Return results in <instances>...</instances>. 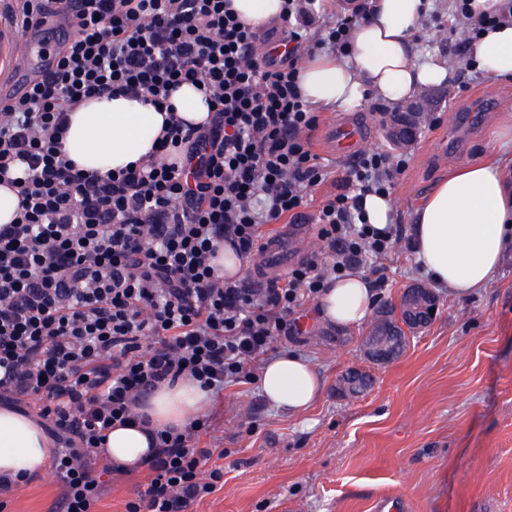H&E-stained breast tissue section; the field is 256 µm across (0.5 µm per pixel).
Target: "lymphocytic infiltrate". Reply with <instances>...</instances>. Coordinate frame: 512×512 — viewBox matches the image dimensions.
Returning a JSON list of instances; mask_svg holds the SVG:
<instances>
[{"label": "lymphocytic infiltrate", "instance_id": "f902f5d3", "mask_svg": "<svg viewBox=\"0 0 512 512\" xmlns=\"http://www.w3.org/2000/svg\"><path fill=\"white\" fill-rule=\"evenodd\" d=\"M313 6L286 0L260 27L230 0H11L0 14L21 34L48 17L73 29L25 94L0 98V181L19 196L0 224V402L37 408L57 442L61 512H94L98 450L144 395L183 379L212 394L255 380L305 303L403 240L363 218L362 199L405 170L368 150L321 202L322 245L287 279L229 277L215 263L224 246L255 254L264 225L305 222L328 178L300 63L344 51L364 10L324 25ZM185 83L212 103L202 126L170 117L148 159L103 175L65 159L70 115L87 101L159 106ZM210 427L202 416L156 432L150 478L126 512H188L223 487L214 449L198 445Z\"/></svg>", "mask_w": 512, "mask_h": 512}]
</instances>
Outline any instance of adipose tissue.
<instances>
[{
  "label": "adipose tissue",
  "instance_id": "ef3b65f1",
  "mask_svg": "<svg viewBox=\"0 0 512 512\" xmlns=\"http://www.w3.org/2000/svg\"><path fill=\"white\" fill-rule=\"evenodd\" d=\"M428 10L427 0H368L366 19L352 33L345 58L318 55L301 73L302 95L321 109L343 110L374 94L398 106L449 75L445 61L416 63L412 35ZM479 69L512 81V22L473 41ZM165 112L140 100L117 97L94 101L73 113L63 143L68 158L101 173L137 161L151 151ZM414 255L437 285L468 298L493 278L512 252V191L502 165L473 160L452 167L436 181L415 210L410 227ZM373 308L368 280L357 273L335 280L321 295L317 313L336 327H355ZM323 380L304 357L270 358L260 375L265 400L285 412H306L323 391ZM207 400L198 384L182 380L145 396L140 410L153 427H183ZM50 440L33 416L0 407V476L38 479L50 457ZM150 437L144 429L117 426L109 431L106 463L141 468Z\"/></svg>",
  "mask_w": 512,
  "mask_h": 512
}]
</instances>
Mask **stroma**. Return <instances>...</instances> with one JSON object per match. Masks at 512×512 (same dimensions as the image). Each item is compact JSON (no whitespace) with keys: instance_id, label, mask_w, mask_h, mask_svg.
I'll return each instance as SVG.
<instances>
[{"instance_id":"obj_1","label":"stroma","mask_w":512,"mask_h":512,"mask_svg":"<svg viewBox=\"0 0 512 512\" xmlns=\"http://www.w3.org/2000/svg\"><path fill=\"white\" fill-rule=\"evenodd\" d=\"M449 0H432L422 23L419 60L448 53ZM455 77L429 88L436 115L415 142L400 149L383 137L387 113L368 98L350 111L324 112L313 136L314 153L333 177L345 176L353 157L331 149L332 125L363 128L359 149H378L406 161L391 197L396 223L409 226L430 186L460 163L495 159L512 168V142L497 140L493 120L512 110V82L455 65ZM384 277L377 302L396 305L402 293L427 278L411 251L380 260ZM432 323L410 336L405 352L376 366L363 355L368 327L339 329L316 315V303L299 314V333L279 341L275 353L309 359L325 379L312 408L290 415L269 404L258 384H234L211 398L212 420L204 448L224 451V487L191 512H379L397 496L405 512H512V254L488 288L468 300L436 289ZM373 376L367 391L344 397L336 384L347 371ZM148 470L101 475L96 512H125L146 483ZM62 483L53 467L11 496L8 512H61Z\"/></svg>"}]
</instances>
